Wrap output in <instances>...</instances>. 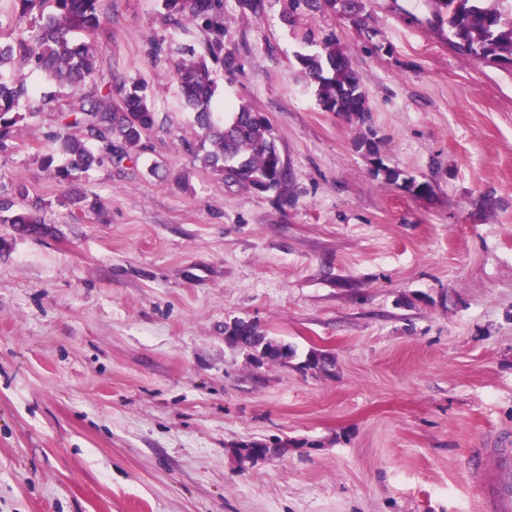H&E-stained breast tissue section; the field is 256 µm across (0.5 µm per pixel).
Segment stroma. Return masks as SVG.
<instances>
[{"instance_id":"35a3bbf8","label":"stroma","mask_w":512,"mask_h":512,"mask_svg":"<svg viewBox=\"0 0 512 512\" xmlns=\"http://www.w3.org/2000/svg\"><path fill=\"white\" fill-rule=\"evenodd\" d=\"M113 87L146 82L137 161L73 182L41 159L44 112L0 152V186L46 230L0 224V512H479L468 451L512 438V67L462 57L428 0L355 13L224 0L240 63L216 102L263 113L288 183L205 167L160 0H102ZM335 34L382 158L322 111L296 60ZM97 200L74 210L68 197ZM290 347L256 365L224 324ZM325 369H309L310 352ZM282 452L240 460L251 441Z\"/></svg>"}]
</instances>
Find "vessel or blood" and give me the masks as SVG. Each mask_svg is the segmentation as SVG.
Wrapping results in <instances>:
<instances>
[{"instance_id": "1", "label": "vessel or blood", "mask_w": 512, "mask_h": 512, "mask_svg": "<svg viewBox=\"0 0 512 512\" xmlns=\"http://www.w3.org/2000/svg\"><path fill=\"white\" fill-rule=\"evenodd\" d=\"M470 475L480 490L481 512H512V448L491 442L470 449Z\"/></svg>"}]
</instances>
